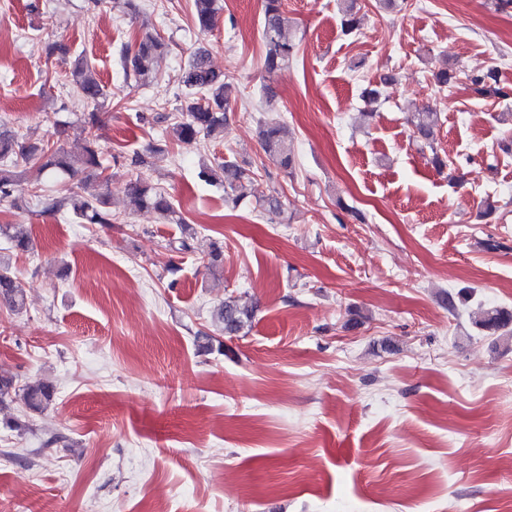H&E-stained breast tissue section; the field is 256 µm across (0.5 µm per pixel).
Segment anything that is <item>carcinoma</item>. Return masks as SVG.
I'll use <instances>...</instances> for the list:
<instances>
[{
  "label": "carcinoma",
  "instance_id": "carcinoma-1",
  "mask_svg": "<svg viewBox=\"0 0 512 512\" xmlns=\"http://www.w3.org/2000/svg\"><path fill=\"white\" fill-rule=\"evenodd\" d=\"M218 0H193L194 21L201 32L214 27L218 16ZM264 25L263 39L265 55L263 67L266 73L274 74L293 59L295 46L285 37L289 18L283 9L282 0H263ZM342 28L351 33L357 29L355 0H341ZM167 44L160 35H147L142 38L131 54L122 57L125 74H134L140 79L148 78L154 64ZM80 98L95 107L105 100L104 86L96 78L94 68L88 61L74 62L68 76ZM471 88L479 95L506 98L512 96V88L502 86L495 72L467 76ZM180 82L187 89L185 106L181 116L171 123L172 138L182 145H192L200 139L224 133L229 112L236 101L234 87L224 74L214 70L208 61L207 50L199 48L189 57L182 69ZM438 122V113L430 108L412 115L415 134L421 142L430 144L433 128ZM259 139L264 153L285 173L290 174L295 166L294 153L284 137L280 122L263 118L259 121ZM99 152L95 144L87 145L79 155H71L60 148L39 144L31 138L8 130L0 131V201L16 199L26 193L38 196L39 177L47 174L63 173L74 177L81 176V188L64 186L62 195L45 203V209L58 211L69 209L79 222L86 224H110L112 215L106 210L105 195L99 189L106 179L99 172ZM254 172L235 163L219 164L215 167L203 164L199 177L209 183L224 186L225 200L238 204L243 196L237 190L246 181L253 180ZM128 196L138 208H150L166 218L173 214L171 201L157 192L149 182L141 177L130 180ZM11 311H19L25 306L22 285L11 266L0 262V306ZM254 309L240 304L229 297L216 311L215 317L223 325L224 333L236 335L252 322ZM480 328L498 334L507 340L512 339V310L490 307L482 312L478 321ZM54 388L49 384H38L16 391L13 380L0 376V404L13 397H20L30 411L41 412L54 400Z\"/></svg>",
  "mask_w": 512,
  "mask_h": 512
}]
</instances>
